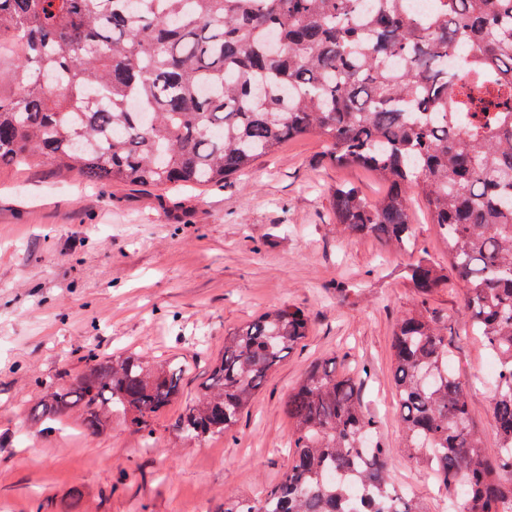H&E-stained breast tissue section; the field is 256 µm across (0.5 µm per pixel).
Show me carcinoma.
I'll return each instance as SVG.
<instances>
[{"label": "carcinoma", "mask_w": 512, "mask_h": 512, "mask_svg": "<svg viewBox=\"0 0 512 512\" xmlns=\"http://www.w3.org/2000/svg\"><path fill=\"white\" fill-rule=\"evenodd\" d=\"M0 0V55L17 93L0 95V167L34 162L90 184L199 188L248 172L287 140L315 134L327 158L381 180L367 198L332 192L336 229L414 245L412 198L448 245V267L405 270L429 296L459 284L464 314L499 371L498 452L469 424L468 382L427 311L393 334L404 448L448 490L455 512H512V0ZM473 53L448 65L460 46ZM308 313L267 310L224 331V354L175 426L195 441L234 433L269 372L308 336ZM183 369L89 351L70 387L44 385L32 425L79 411L102 434L121 417L154 441ZM292 462L255 498L220 512H421L395 487L378 420L348 370L314 366L288 394Z\"/></svg>", "instance_id": "obj_1"}]
</instances>
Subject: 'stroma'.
<instances>
[{"mask_svg":"<svg viewBox=\"0 0 512 512\" xmlns=\"http://www.w3.org/2000/svg\"><path fill=\"white\" fill-rule=\"evenodd\" d=\"M309 135L204 190L94 185L51 165L0 167V512H219L253 497L292 461L285 401L315 363L366 371L362 397L379 418L394 482L424 512L448 494L402 445L391 337L426 308L469 383L471 426L497 452L489 351L471 335L461 286L421 301L404 274L413 254L337 234L331 190L380 184L324 163ZM294 305L308 336L268 375L233 436L182 438L174 423L201 390L226 329ZM134 351L186 363L179 400L156 419L155 447L120 420L103 436L76 422L32 429L44 383H74L87 351ZM84 496L72 503V488Z\"/></svg>","mask_w":512,"mask_h":512,"instance_id":"stroma-1","label":"stroma"}]
</instances>
